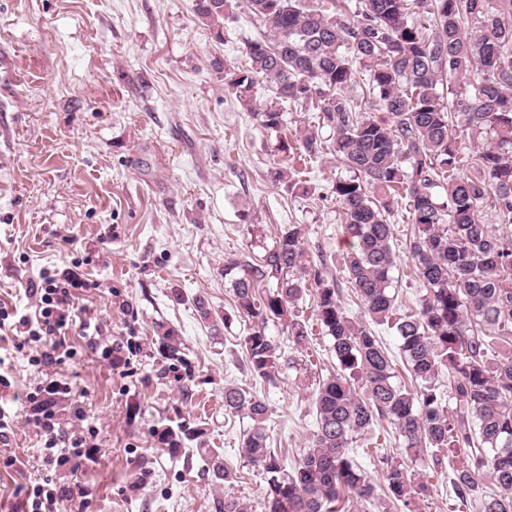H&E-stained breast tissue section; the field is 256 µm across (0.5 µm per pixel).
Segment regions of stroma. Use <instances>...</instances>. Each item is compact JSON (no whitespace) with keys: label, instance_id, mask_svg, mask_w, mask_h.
<instances>
[{"label":"stroma","instance_id":"1","mask_svg":"<svg viewBox=\"0 0 512 512\" xmlns=\"http://www.w3.org/2000/svg\"><path fill=\"white\" fill-rule=\"evenodd\" d=\"M264 33L243 0L220 40L194 0H0V302L26 309L40 270L75 262L95 282L77 292L76 314L98 327L88 336L73 326V357L46 366L32 363L42 343L0 337V408L15 418L0 444V512H19V488L48 475L86 494L87 512H216L228 490L264 512L265 475L241 453L251 421L225 412L228 383L265 399L270 446L286 467L308 449L316 385L336 366L312 319L314 295L297 304L310 321L302 346L267 325L299 365L269 386L246 369L250 323L233 314L224 263L248 254L250 230L270 244L284 226L302 225L311 264L337 279L347 311L360 315L331 194L347 171L329 152H280L214 69L218 59L243 62L246 42ZM393 225L391 276L406 313L421 293L408 256L414 226L403 208ZM169 329L176 361L158 352ZM46 374L70 383L61 429L92 432L95 462L45 465L26 394ZM180 425L192 437L173 451L160 433ZM202 446L237 473L232 487L208 473ZM11 455L17 466H6ZM414 470L429 488L421 512H479L460 504L451 471Z\"/></svg>","mask_w":512,"mask_h":512}]
</instances>
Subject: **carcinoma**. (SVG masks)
Instances as JSON below:
<instances>
[{
	"label": "carcinoma",
	"mask_w": 512,
	"mask_h": 512,
	"mask_svg": "<svg viewBox=\"0 0 512 512\" xmlns=\"http://www.w3.org/2000/svg\"><path fill=\"white\" fill-rule=\"evenodd\" d=\"M234 0H195L197 17L221 36ZM267 35L245 45L243 66L217 59L224 83L266 131L286 128L284 112L254 105L260 82L285 103L317 112L318 127L297 137L300 153L322 154L319 129L349 171L331 195L341 208L348 250L343 273L362 307L351 316L338 283L307 266L301 226L289 224L258 254L224 263L244 336L250 373L274 385L294 360L266 334L278 321L296 345L306 322L294 312L315 290L314 316L330 340L336 373L318 382L316 431L292 471L269 446L266 401L224 385V410L252 426L242 454L266 474L264 512H420L428 487L409 463L435 469L462 455L452 471L456 496L481 512H512V0H245ZM448 81L447 100L438 85ZM364 84L357 100L350 88ZM382 110L387 121L369 115ZM460 117L454 128L452 114ZM444 190L439 197L436 189ZM494 209L495 228L482 221ZM405 206L414 236L409 257L423 291L417 308L397 315L391 269V218ZM393 322L406 370L418 381L397 384L392 360L371 325ZM162 355L179 359L167 332ZM448 373L450 391L435 386ZM454 400L449 407L446 399ZM394 429L405 456L379 457L374 483L350 445L380 420ZM207 470L224 487L236 474L217 455ZM218 512H248L224 492Z\"/></svg>",
	"instance_id": "1"
}]
</instances>
